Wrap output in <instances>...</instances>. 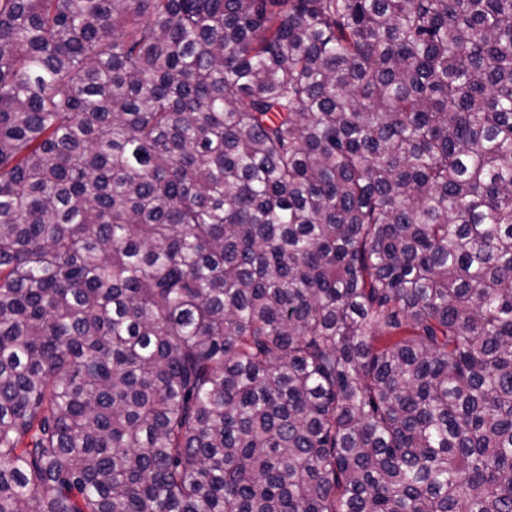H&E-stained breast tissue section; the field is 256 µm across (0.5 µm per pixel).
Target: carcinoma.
I'll return each instance as SVG.
<instances>
[{
  "instance_id": "carcinoma-1",
  "label": "carcinoma",
  "mask_w": 512,
  "mask_h": 512,
  "mask_svg": "<svg viewBox=\"0 0 512 512\" xmlns=\"http://www.w3.org/2000/svg\"><path fill=\"white\" fill-rule=\"evenodd\" d=\"M0 512H512V0H0Z\"/></svg>"
}]
</instances>
